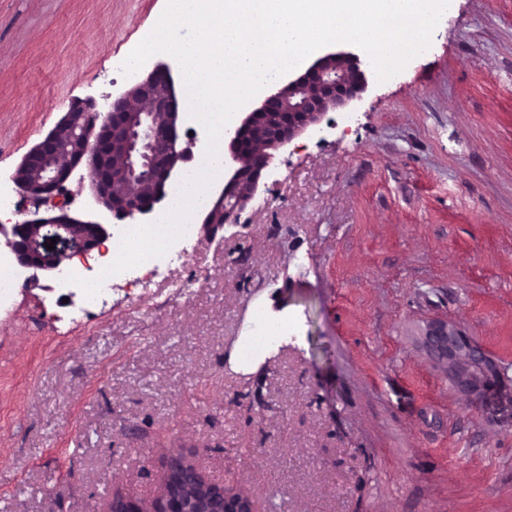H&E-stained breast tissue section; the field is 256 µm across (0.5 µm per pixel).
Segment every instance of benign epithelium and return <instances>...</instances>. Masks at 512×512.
<instances>
[{
    "instance_id": "7a95c632",
    "label": "benign epithelium",
    "mask_w": 512,
    "mask_h": 512,
    "mask_svg": "<svg viewBox=\"0 0 512 512\" xmlns=\"http://www.w3.org/2000/svg\"><path fill=\"white\" fill-rule=\"evenodd\" d=\"M360 57L332 52L319 57L299 77L272 87L261 105L246 113L225 135L224 188L203 220L208 232L236 224L258 191L274 152L321 123L324 116L364 91ZM92 101L71 106L60 121L23 157L12 180L34 200L60 194L77 163L84 160L97 199L118 220L146 215L164 197L172 172L189 158L180 141L179 102L171 73L153 70L113 101L97 121ZM56 239L55 249L46 245ZM109 238L102 224L63 213L28 223L0 224V260L13 261L28 274L64 273L65 262L100 247ZM424 343L447 364L455 390L474 405L501 384L499 365L472 337L450 322H431ZM152 512H258L254 500L208 482L176 454L168 462L163 492Z\"/></svg>"
}]
</instances>
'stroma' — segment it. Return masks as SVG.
I'll return each mask as SVG.
<instances>
[{"instance_id": "obj_1", "label": "stroma", "mask_w": 512, "mask_h": 512, "mask_svg": "<svg viewBox=\"0 0 512 512\" xmlns=\"http://www.w3.org/2000/svg\"><path fill=\"white\" fill-rule=\"evenodd\" d=\"M166 0H0V193L69 111L109 107ZM276 152L189 299L135 267L96 303L15 276L0 305V512L150 504L171 453L261 512H512V0H450L428 50ZM41 207L122 235L85 167ZM294 331L229 356L256 312ZM451 321L503 384L472 405L423 344Z\"/></svg>"}]
</instances>
